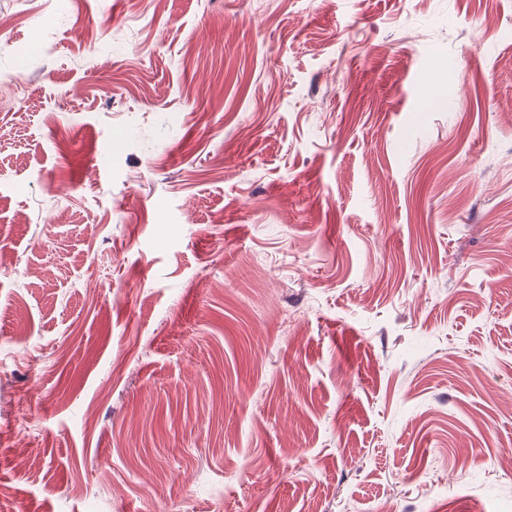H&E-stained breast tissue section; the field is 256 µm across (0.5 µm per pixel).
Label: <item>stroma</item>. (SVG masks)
I'll return each instance as SVG.
<instances>
[{"instance_id": "1", "label": "stroma", "mask_w": 512, "mask_h": 512, "mask_svg": "<svg viewBox=\"0 0 512 512\" xmlns=\"http://www.w3.org/2000/svg\"><path fill=\"white\" fill-rule=\"evenodd\" d=\"M0 19V512H512V0Z\"/></svg>"}]
</instances>
